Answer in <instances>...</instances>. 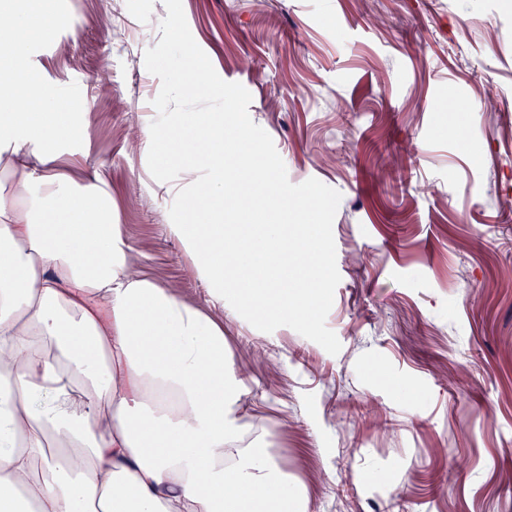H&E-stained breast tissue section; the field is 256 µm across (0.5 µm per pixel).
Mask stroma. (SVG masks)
I'll list each match as a JSON object with an SVG mask.
<instances>
[{"mask_svg": "<svg viewBox=\"0 0 512 512\" xmlns=\"http://www.w3.org/2000/svg\"><path fill=\"white\" fill-rule=\"evenodd\" d=\"M77 16L34 62L91 114L78 148L106 171L118 220L148 275L202 296L169 231L185 178L162 188L130 152L161 82L144 52L163 0H64ZM109 9L112 27L92 15ZM221 78L251 94L292 183L340 192L341 280L332 355L295 330L259 338L225 315L235 354L264 362L242 404L280 421L274 451L306 484L309 512H512V0H183ZM252 67L241 71L242 57ZM112 73L101 86V69ZM500 105L489 110L488 96ZM454 111H446L449 98Z\"/></svg>", "mask_w": 512, "mask_h": 512, "instance_id": "obj_1", "label": "stroma"}]
</instances>
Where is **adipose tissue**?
Returning a JSON list of instances; mask_svg holds the SVG:
<instances>
[{"label": "adipose tissue", "mask_w": 512, "mask_h": 512, "mask_svg": "<svg viewBox=\"0 0 512 512\" xmlns=\"http://www.w3.org/2000/svg\"><path fill=\"white\" fill-rule=\"evenodd\" d=\"M53 7L0 0V512H308L277 424L241 412L224 311L284 316L324 290L289 295L298 270L268 268L283 225L253 238L201 209L169 231L204 297L141 270L105 173L58 169L88 112L32 61Z\"/></svg>", "instance_id": "adipose-tissue-1"}]
</instances>
